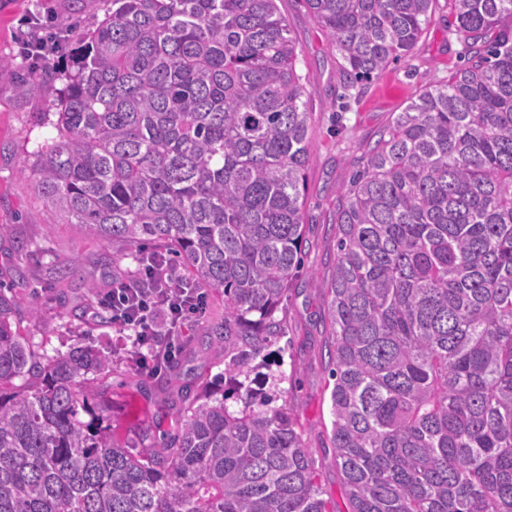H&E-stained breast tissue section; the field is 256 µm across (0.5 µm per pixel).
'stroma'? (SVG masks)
<instances>
[{"mask_svg": "<svg viewBox=\"0 0 512 512\" xmlns=\"http://www.w3.org/2000/svg\"><path fill=\"white\" fill-rule=\"evenodd\" d=\"M107 0H0V286L21 298H35L37 317H23L29 345L40 355L69 346H90L113 354L110 373L101 381L112 403V424L119 432L149 425L154 436L168 430L180 407V389L191 382L222 383L224 358L203 353L201 340L224 319V299L210 295L205 315L193 319L182 338L177 366L154 373L132 367L111 323L94 301L84 300V283L102 276L105 264L119 261L125 248L102 245L67 224L50 223L32 181L21 175L23 165L55 137L42 121L65 79L62 70L38 91L22 96L19 87L34 67L22 54L21 37L28 21L54 15L70 46L103 18ZM299 53L297 70L311 95V157L305 196L303 261L279 313L285 333L264 350L270 372L280 375V387L296 412L303 439L313 451L318 482L330 512H346L347 499L330 446L328 336L323 324L325 282L336 256L334 211L339 189L363 165L364 152L393 113L425 87L446 82L450 70L463 65L465 48L454 32L446 0H438L432 18L409 57L391 62L371 78L346 88L341 58L325 31L302 0H280ZM26 242L18 251V242ZM65 267L66 280L54 270Z\"/></svg>", "mask_w": 512, "mask_h": 512, "instance_id": "1", "label": "stroma"}]
</instances>
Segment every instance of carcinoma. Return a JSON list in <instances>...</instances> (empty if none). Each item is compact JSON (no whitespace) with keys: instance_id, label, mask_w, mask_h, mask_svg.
<instances>
[{"instance_id":"1","label":"carcinoma","mask_w":512,"mask_h":512,"mask_svg":"<svg viewBox=\"0 0 512 512\" xmlns=\"http://www.w3.org/2000/svg\"><path fill=\"white\" fill-rule=\"evenodd\" d=\"M303 2L354 84L412 52L435 0ZM448 4L465 64L393 115L337 199L349 512H512V0ZM84 41L21 173L82 234L224 296L202 342L224 391L198 388L138 448L104 424L112 356L36 355L20 309L37 303L0 290V512H328L281 378L246 384L284 334L305 224L310 91L277 0H112Z\"/></svg>"}]
</instances>
